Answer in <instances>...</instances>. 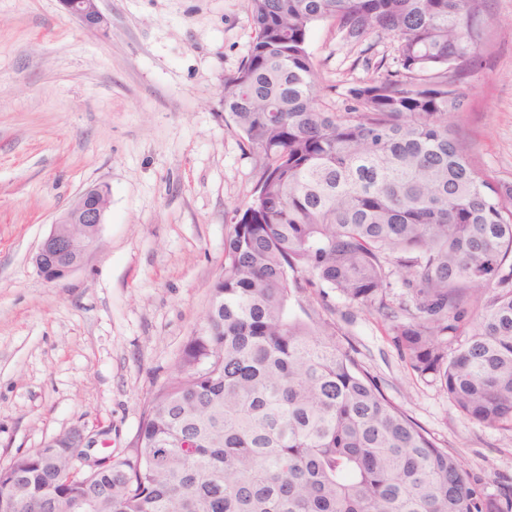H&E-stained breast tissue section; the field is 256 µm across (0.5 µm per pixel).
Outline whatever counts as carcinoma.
<instances>
[{
    "instance_id": "carcinoma-1",
    "label": "carcinoma",
    "mask_w": 512,
    "mask_h": 512,
    "mask_svg": "<svg viewBox=\"0 0 512 512\" xmlns=\"http://www.w3.org/2000/svg\"><path fill=\"white\" fill-rule=\"evenodd\" d=\"M472 0H250L256 37L224 75V113L255 156V195L224 268L129 453L74 472L73 432L0 468L13 512H512L394 406L295 288L387 309L413 373L473 422L512 429V185L482 179L448 114L480 55ZM329 21L347 42L394 41V71L325 100L307 51Z\"/></svg>"
}]
</instances>
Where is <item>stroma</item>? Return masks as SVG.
<instances>
[{
  "label": "stroma",
  "instance_id": "obj_1",
  "mask_svg": "<svg viewBox=\"0 0 512 512\" xmlns=\"http://www.w3.org/2000/svg\"><path fill=\"white\" fill-rule=\"evenodd\" d=\"M100 8L103 34L58 0H0V467L75 428L105 432L90 456L129 451L145 401L205 316L224 239L258 180L219 104L255 38L249 0ZM482 10L481 57L448 121L483 179L512 183V0ZM307 51L335 102L394 56L391 38L366 51L326 21ZM98 185L111 204L95 246L46 282L32 261L40 242ZM303 301L487 493L512 484V430L470 421L414 376L387 320L327 287Z\"/></svg>",
  "mask_w": 512,
  "mask_h": 512
}]
</instances>
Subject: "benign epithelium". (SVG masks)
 Returning a JSON list of instances; mask_svg holds the SVG:
<instances>
[{
  "mask_svg": "<svg viewBox=\"0 0 512 512\" xmlns=\"http://www.w3.org/2000/svg\"><path fill=\"white\" fill-rule=\"evenodd\" d=\"M59 2L64 14L85 28L93 31L107 28L108 19L99 8V0ZM109 205L110 194L103 186L85 191L74 201L38 246L34 264L40 276L48 282H57L83 265L106 221Z\"/></svg>",
  "mask_w": 512,
  "mask_h": 512,
  "instance_id": "7a95c632",
  "label": "benign epithelium"
}]
</instances>
